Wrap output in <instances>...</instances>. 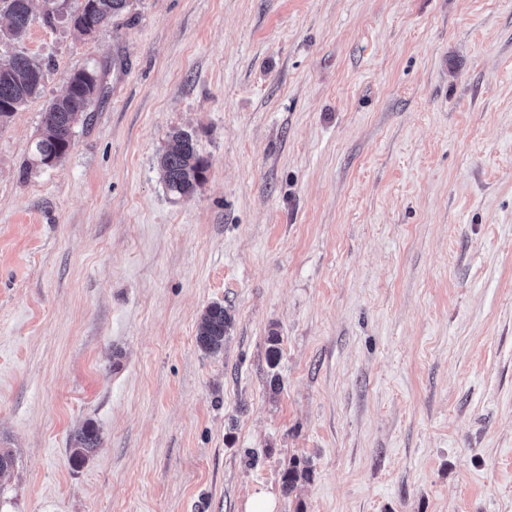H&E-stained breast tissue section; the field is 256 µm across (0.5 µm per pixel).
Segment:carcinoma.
Listing matches in <instances>:
<instances>
[{
    "instance_id": "cac0c4a2",
    "label": "carcinoma",
    "mask_w": 512,
    "mask_h": 512,
    "mask_svg": "<svg viewBox=\"0 0 512 512\" xmlns=\"http://www.w3.org/2000/svg\"><path fill=\"white\" fill-rule=\"evenodd\" d=\"M81 15L71 19L74 28L92 23L101 28L127 7L129 0H82ZM9 24L5 36L12 40L23 38L32 21L31 0H0ZM45 72L43 65L26 55L0 57V120H6L29 99L41 93ZM64 95L55 99L44 112L43 131L32 149L36 164L47 158L59 162L67 153L75 124L82 118L92 102L103 95L100 77L94 70H79L67 81ZM164 185L174 197L191 195L200 184L206 163L197 153L191 133L176 130L170 134L169 144L158 159ZM233 318L223 304L215 302L202 314L197 331V343L209 354L224 349V340ZM280 336L273 332L267 337L266 361L269 368L277 367L281 349ZM71 461L84 463L101 445V436L91 424L77 431L72 438Z\"/></svg>"
}]
</instances>
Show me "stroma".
I'll return each instance as SVG.
<instances>
[{
  "label": "stroma",
  "mask_w": 512,
  "mask_h": 512,
  "mask_svg": "<svg viewBox=\"0 0 512 512\" xmlns=\"http://www.w3.org/2000/svg\"><path fill=\"white\" fill-rule=\"evenodd\" d=\"M15 53L45 79L0 123V512H512V0H131L89 36L37 8ZM64 95L56 98L44 112L43 131L32 149L35 163L42 165L44 159L59 162L67 153L75 124L82 118L92 102L103 96V86L95 70H79L67 81ZM164 185L174 197L191 195L200 184L206 163L197 153L191 133L176 130L170 134L169 144L158 159ZM233 318L224 304L215 302L202 314L197 331V343L209 354H218L224 349V340L232 326ZM71 461L76 464L84 463L101 445V436L91 424H86L72 438Z\"/></svg>",
  "instance_id": "obj_1"
}]
</instances>
